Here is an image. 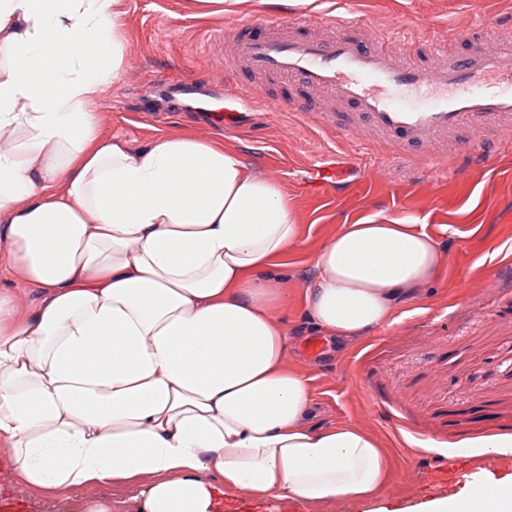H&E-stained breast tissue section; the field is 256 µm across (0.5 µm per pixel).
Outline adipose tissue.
<instances>
[{"label":"adipose tissue","instance_id":"adipose-tissue-1","mask_svg":"<svg viewBox=\"0 0 512 512\" xmlns=\"http://www.w3.org/2000/svg\"><path fill=\"white\" fill-rule=\"evenodd\" d=\"M121 0H0V241L35 307L0 289V446L28 486L136 484L144 512L227 492L369 501L391 479L362 430L320 425L288 364L296 208L234 149L101 136L97 89L127 67ZM449 261L423 224L364 217L311 257L304 313L349 340L395 323ZM424 512H512L473 474Z\"/></svg>","mask_w":512,"mask_h":512}]
</instances>
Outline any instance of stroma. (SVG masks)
Wrapping results in <instances>:
<instances>
[{"mask_svg":"<svg viewBox=\"0 0 512 512\" xmlns=\"http://www.w3.org/2000/svg\"><path fill=\"white\" fill-rule=\"evenodd\" d=\"M268 0H246L224 17L203 15L195 0H122L127 76L93 98L98 129L143 145L161 133H189L224 141L254 169L276 177L302 217L298 246L288 256V286L301 290L313 276L311 254L341 225L378 213L427 225L450 251L435 287L400 307L392 327L352 342L309 327L300 305L288 308L293 343L290 364L311 379L321 423H345L378 439L393 460V475L372 503L308 506L284 499L225 494L238 512H421L435 497L458 492L467 476L486 469L512 474V457H469L443 481L422 449L425 440L450 450L489 433H512V141L493 146L494 165H469L464 176L447 167L424 168L416 151L364 150L290 112L262 103H237L243 123L224 126L204 114L168 109L177 84L191 78L200 90L224 70V26L248 24ZM341 8L372 32L406 30L419 41L415 61L438 57L431 38L448 28L462 32L456 52L483 36L512 0H312L309 9ZM344 161L361 178L357 192L311 196L301 191L315 165ZM0 449V493L24 502L25 512H88L106 500L112 512H142L134 488L92 485L71 497L32 488L13 478Z\"/></svg>","mask_w":512,"mask_h":512,"instance_id":"1","label":"stroma"}]
</instances>
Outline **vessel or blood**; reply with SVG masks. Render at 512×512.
<instances>
[{"label":"vessel or blood","instance_id":"vessel-or-blood-1","mask_svg":"<svg viewBox=\"0 0 512 512\" xmlns=\"http://www.w3.org/2000/svg\"><path fill=\"white\" fill-rule=\"evenodd\" d=\"M307 24L328 33L304 32ZM412 52V41L365 31L342 14L319 13L304 24L268 16L234 36L215 99L225 104L228 124L240 119L233 102L252 98L299 113L332 135L354 139L367 129L385 145L420 148L427 166L438 162L430 147L448 141L464 148L452 157L454 171L468 163L490 164L489 141L512 138V50L491 52L483 39L473 38L464 54L427 66L411 62ZM238 70L250 74L252 83L228 87L226 74ZM263 78L278 80L284 93L265 96ZM313 92L346 104V111L308 105ZM347 176L345 169L323 166L302 190L320 196Z\"/></svg>","mask_w":512,"mask_h":512}]
</instances>
